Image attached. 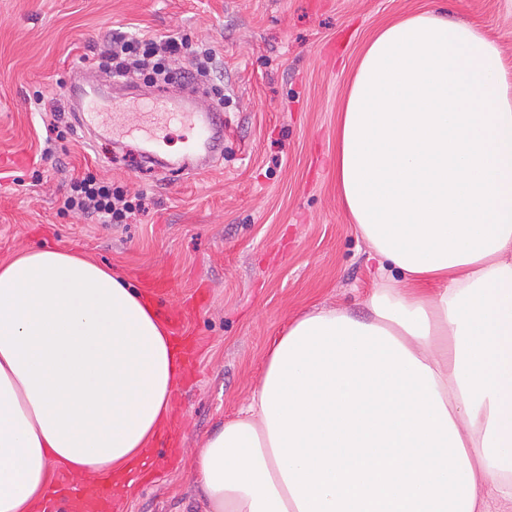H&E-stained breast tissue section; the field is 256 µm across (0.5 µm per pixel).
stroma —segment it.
Here are the masks:
<instances>
[{
	"instance_id": "obj_1",
	"label": "stroma",
	"mask_w": 512,
	"mask_h": 512,
	"mask_svg": "<svg viewBox=\"0 0 512 512\" xmlns=\"http://www.w3.org/2000/svg\"><path fill=\"white\" fill-rule=\"evenodd\" d=\"M440 9L477 25L512 71V0H0V263L39 246L161 281L160 314L183 310L193 348L172 399L182 449L145 465L112 512H203L188 464L247 406L267 349L320 308L369 317L377 263L336 196V121L366 43L383 24ZM181 33L223 69L224 155L205 172H161L139 139L83 131L66 81L116 35ZM55 98L61 136L38 112ZM93 171L148 198L130 224L58 214Z\"/></svg>"
}]
</instances>
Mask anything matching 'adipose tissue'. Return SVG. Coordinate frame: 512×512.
Listing matches in <instances>:
<instances>
[{
    "label": "adipose tissue",
    "mask_w": 512,
    "mask_h": 512,
    "mask_svg": "<svg viewBox=\"0 0 512 512\" xmlns=\"http://www.w3.org/2000/svg\"><path fill=\"white\" fill-rule=\"evenodd\" d=\"M336 187L380 263L359 319L307 312L191 461L205 512H512V76L476 26L379 28L336 123ZM182 366L155 306L58 248L0 264V512L51 464L146 456Z\"/></svg>",
    "instance_id": "adipose-tissue-1"
}]
</instances>
